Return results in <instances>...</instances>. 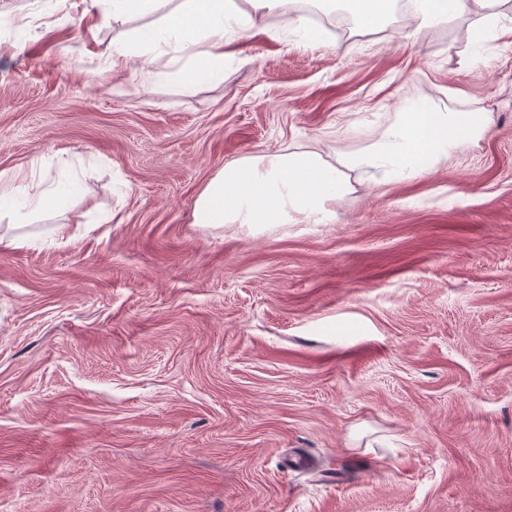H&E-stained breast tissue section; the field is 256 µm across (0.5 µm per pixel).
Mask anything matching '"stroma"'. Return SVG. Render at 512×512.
Returning a JSON list of instances; mask_svg holds the SVG:
<instances>
[{
    "mask_svg": "<svg viewBox=\"0 0 512 512\" xmlns=\"http://www.w3.org/2000/svg\"><path fill=\"white\" fill-rule=\"evenodd\" d=\"M308 2L188 81L110 69L160 11L0 0V173L80 187L0 224V512H512V0L376 31ZM423 105L487 131L348 172L326 224L196 223L225 166L333 165Z\"/></svg>",
    "mask_w": 512,
    "mask_h": 512,
    "instance_id": "stroma-1",
    "label": "stroma"
}]
</instances>
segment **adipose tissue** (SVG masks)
Here are the masks:
<instances>
[{
  "mask_svg": "<svg viewBox=\"0 0 512 512\" xmlns=\"http://www.w3.org/2000/svg\"><path fill=\"white\" fill-rule=\"evenodd\" d=\"M239 12L235 0H181L160 23L142 29L134 45L112 46V67L126 68L131 59L150 63L167 48L209 70L224 64L226 21L239 17L242 30L256 27L261 17L280 8L283 0H248ZM497 0H410L420 22L468 13L488 17ZM484 121L475 112H434L414 109L398 113L393 124L364 151L330 165L312 152L262 156L225 167L198 200L201 224H294L331 220L332 202L349 190L347 171L378 174L381 182L411 180L432 172L452 151L473 141Z\"/></svg>",
  "mask_w": 512,
  "mask_h": 512,
  "instance_id": "adipose-tissue-1",
  "label": "adipose tissue"
}]
</instances>
